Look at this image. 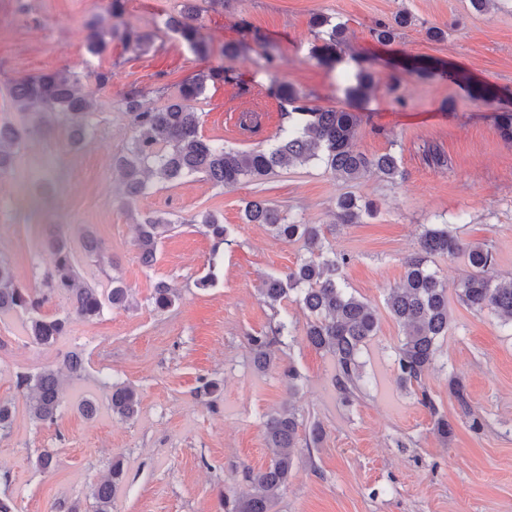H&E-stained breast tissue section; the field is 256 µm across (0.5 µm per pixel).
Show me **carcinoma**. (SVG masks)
Masks as SVG:
<instances>
[{
  "mask_svg": "<svg viewBox=\"0 0 512 512\" xmlns=\"http://www.w3.org/2000/svg\"><path fill=\"white\" fill-rule=\"evenodd\" d=\"M125 0H108L106 16L86 24V45L93 55L107 49L106 37L116 36L144 51L151 43L150 35L127 25L124 21ZM408 17L395 18V25L380 22L374 35L381 44L396 37L395 26L408 24ZM311 26L326 29V39L314 48V58L331 66L337 62V49L344 40L345 29L331 24L323 15H315ZM167 28L185 43L198 57L210 54L209 42L197 23L196 9L186 0L179 16L167 21ZM96 90L86 89L82 77L68 69L59 68L22 78L10 88L12 106L21 122L17 125L0 123V175L12 170L16 148L28 136L48 130L55 122L67 125L69 143L77 146L95 133L93 116L97 109L96 93L107 89L112 82V71L94 72ZM230 79L224 67L201 71L185 79L177 96L160 108L146 107L141 101L143 92L130 90L123 96L132 137L126 152L115 157L113 170L123 190L122 204L131 207L145 195L150 178L167 183L201 174L215 186L224 189L236 187L242 180L263 181L276 169L294 163L318 161L342 182H354L375 173L394 183L402 176L397 156L387 152L369 157L358 151L355 139L360 124L359 115L350 108H310L304 97L293 86L279 84L272 94L291 107L283 113L288 124L281 125L272 143L250 151L226 146L208 139L201 133V116L192 103L205 92L209 82L222 83ZM375 72L362 66L355 82L345 91L351 103L365 100L373 92ZM376 205L343 194L336 200V224H357L364 215H372ZM243 219L247 224H265L281 240L302 243L305 255L297 267L280 279L268 276L260 293L266 303L275 306L288 292L297 291L298 302L305 314L304 333L317 350L336 359L337 383L345 401H350L361 380L359 357L362 348L377 335L378 316L364 299L348 291L342 270L350 257L329 255L325 251V228L322 224H307L272 207L267 200L255 197L244 202ZM200 224L215 241V248L231 245L228 231L220 217L207 213ZM138 234L135 246L142 264L153 265L158 246L166 233L173 229V221L161 215L145 214L136 218ZM85 252L103 257L104 247L96 235L83 230ZM44 246L53 255V266L43 274V289L32 291L16 285L9 265L0 260V313L26 316L27 334L32 343L43 348L53 346L66 334L70 318L93 320L109 305L117 309L133 307L129 290L116 283L108 292L80 283L70 238L55 230L46 235ZM463 252L470 272L456 285L461 303L475 312H493L512 323V282H498L496 259L491 245L486 242L462 243L446 224L423 227L417 250L404 261V277L399 286L391 289L385 306L391 317L404 329V336L394 350L397 380L402 385H422V377L434 363L437 344L448 336L450 311L448 285L431 267L435 256H453ZM54 294L69 296L71 317L47 318L41 314L44 305ZM178 296L167 284L160 282L151 296L158 311L172 308ZM292 323L284 317L270 332L248 337L253 364L266 371L279 366L273 346L291 334ZM17 388L27 393V408L31 419L41 424H52L61 405L58 372L47 368L36 374L20 373ZM449 393L456 399L463 414L470 417V428L478 430L481 421L471 413L463 378L455 373L448 376ZM418 402L434 417L437 432L443 438L452 433L448 418L439 413L426 389H421ZM112 413L131 419L139 411L140 399L136 389L125 384L110 385ZM299 423L293 410L288 409L268 417L264 424L266 447L273 450L270 465L248 476L255 492L242 497L221 495L224 512H271L277 492L288 485L292 476L298 448ZM123 463H111L110 477L91 491L92 512H112V498L122 481Z\"/></svg>",
  "mask_w": 512,
  "mask_h": 512,
  "instance_id": "obj_1",
  "label": "carcinoma"
}]
</instances>
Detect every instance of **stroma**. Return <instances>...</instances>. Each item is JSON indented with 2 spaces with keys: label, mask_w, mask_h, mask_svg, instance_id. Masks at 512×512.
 Returning <instances> with one entry per match:
<instances>
[{
  "label": "stroma",
  "mask_w": 512,
  "mask_h": 512,
  "mask_svg": "<svg viewBox=\"0 0 512 512\" xmlns=\"http://www.w3.org/2000/svg\"><path fill=\"white\" fill-rule=\"evenodd\" d=\"M184 2L126 0V21L151 34L150 47L136 52L115 37L94 56L84 25L103 13L107 0H0V122L18 119L9 97L17 77L64 65L84 75L100 67L112 72L111 87L98 95L87 144L70 147L66 125L55 123L28 137L14 169L0 176V260L12 267L16 284L40 288L52 257L41 244L42 220L26 202L45 183L57 182L53 220L70 225L83 279L100 289L120 282L134 302L90 321L71 319L49 348L31 343L24 316L0 315V400L14 407L11 427L0 431V497L11 498L17 512H54L76 501L86 510L91 489L119 458L125 475L112 512H220V495L250 492L249 474L270 462L267 416L292 406L301 429L317 423L324 436L300 447L272 512H512V325L449 294L448 336L421 385L405 387L394 365L403 331L384 303L427 224L448 225L466 243L489 242L498 275L512 279V143L497 126L500 113L512 112V0H490L481 12L470 0H195L211 45L204 60L165 28ZM317 13L346 28L331 67L312 56L322 38L310 25ZM400 13L409 14L411 24L391 44L377 42L376 22ZM434 26L444 39L429 38ZM229 41L245 48L231 63L222 54ZM267 44L274 48L271 62ZM359 59L372 62L377 84L357 110L356 147L369 156L395 154L402 177L390 183L370 174L346 184L311 162L232 189L199 174L155 184L136 202L137 212L165 215L178 226L163 240L156 263L141 265L135 223L112 170L131 136L124 93L142 89L144 105L159 107L183 79L229 64L231 80L207 84L193 107L205 137L250 150L266 145L284 122V107L270 94L273 84L292 85L308 106L340 107ZM420 65L429 76L416 74ZM460 72L491 86L494 96L473 99L456 79ZM246 111L260 114L257 131L225 123L226 113ZM432 150L444 155L445 167L429 162ZM344 193L374 202L376 213L334 227L336 199ZM255 196L306 223L327 225V248L350 258L342 271L347 287L377 312L379 330L362 350V381L352 401L337 388L335 359L308 344L295 296L272 307L259 293L263 276H286L304 250L274 237L266 225L244 222L243 202ZM205 210L222 214L232 240L215 264L213 240L197 222ZM86 227L101 239L107 261L84 252L80 231ZM212 268L216 282L199 287ZM161 281L179 294L165 312L151 303ZM284 316L294 330L276 355L301 376L293 395L279 367L254 369L248 344L249 336L266 333ZM73 351L83 355L84 378H63L55 423L33 422L17 374L61 368ZM452 372L465 378L481 430L470 428L449 395ZM207 381L217 390L204 391ZM112 383L137 390L133 419L113 415ZM422 388L452 424L449 437L437 434L419 404ZM87 400L97 406L91 418L79 410ZM45 449L58 458L50 472L35 465Z\"/></svg>",
  "instance_id": "obj_1"
}]
</instances>
